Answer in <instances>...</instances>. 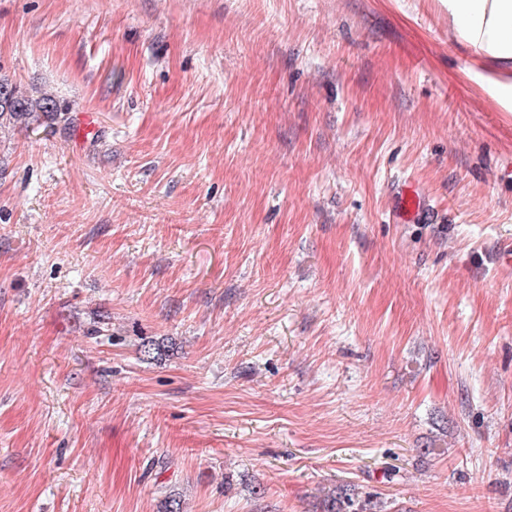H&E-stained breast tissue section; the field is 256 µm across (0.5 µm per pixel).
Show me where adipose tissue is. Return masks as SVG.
Segmentation results:
<instances>
[{"instance_id": "1", "label": "adipose tissue", "mask_w": 512, "mask_h": 512, "mask_svg": "<svg viewBox=\"0 0 512 512\" xmlns=\"http://www.w3.org/2000/svg\"><path fill=\"white\" fill-rule=\"evenodd\" d=\"M448 31L479 67L469 80L503 111L512 112V0H441Z\"/></svg>"}]
</instances>
